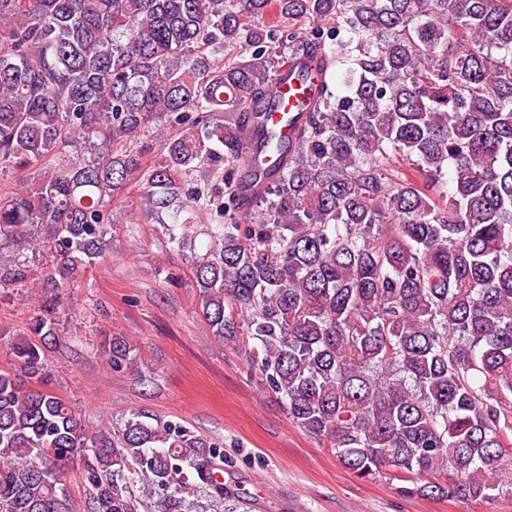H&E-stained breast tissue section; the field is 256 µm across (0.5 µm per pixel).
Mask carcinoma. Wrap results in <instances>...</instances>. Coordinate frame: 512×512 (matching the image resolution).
I'll list each match as a JSON object with an SVG mask.
<instances>
[{"label": "carcinoma", "instance_id": "obj_1", "mask_svg": "<svg viewBox=\"0 0 512 512\" xmlns=\"http://www.w3.org/2000/svg\"><path fill=\"white\" fill-rule=\"evenodd\" d=\"M301 58L323 78L284 141L266 90ZM249 150L268 167L236 179ZM38 163L0 193L18 251L0 288L78 282L136 185L146 215L181 216L179 249L210 221L190 263L202 317L257 341L289 419L346 468L396 470L408 493L512 489V0H0V172ZM249 198L266 208L246 216ZM59 306L5 341L0 512H71L69 463L90 512L239 498L223 446L181 423L88 425L28 387ZM103 351L133 360L120 336ZM61 476L70 498L71 512H87L89 494L82 467L69 464L61 469Z\"/></svg>", "mask_w": 512, "mask_h": 512}]
</instances>
